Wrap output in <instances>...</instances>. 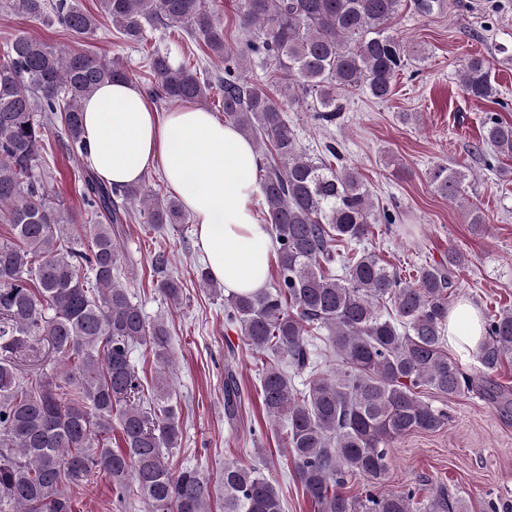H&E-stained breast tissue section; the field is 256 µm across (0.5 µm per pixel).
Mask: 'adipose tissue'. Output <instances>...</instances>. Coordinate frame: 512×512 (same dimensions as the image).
I'll return each instance as SVG.
<instances>
[{
  "mask_svg": "<svg viewBox=\"0 0 512 512\" xmlns=\"http://www.w3.org/2000/svg\"><path fill=\"white\" fill-rule=\"evenodd\" d=\"M88 164L109 184L141 182L161 163L167 186L196 224L207 269L230 293L266 288L277 244L254 202L259 157L248 138L215 114L185 103L158 113L132 82L101 85L83 103ZM449 346L477 349L482 332L477 309L449 308Z\"/></svg>",
  "mask_w": 512,
  "mask_h": 512,
  "instance_id": "adipose-tissue-1",
  "label": "adipose tissue"
}]
</instances>
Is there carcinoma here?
Wrapping results in <instances>:
<instances>
[{
	"label": "carcinoma",
	"mask_w": 512,
	"mask_h": 512,
	"mask_svg": "<svg viewBox=\"0 0 512 512\" xmlns=\"http://www.w3.org/2000/svg\"><path fill=\"white\" fill-rule=\"evenodd\" d=\"M38 21L52 10L62 26L91 39L107 20L127 43L145 45L161 23L183 31L224 62V77L201 79L169 52L147 55L157 83L152 98L203 105L220 95L224 120L249 138L268 163L260 177V208L277 243L271 287L224 297V321L276 362L260 379L267 416L286 424L284 448L314 512H468L466 501L439 488L426 499L416 490L384 489L392 445L414 431L434 432L447 415L422 399H453L479 389L506 408L512 390L493 376L512 362V309L482 321L478 373L463 371L445 350L451 271L465 256L448 249V264H426L407 281L371 251L341 258L342 244L364 240L373 224H393L398 212L376 209L359 174L335 169L339 145L316 157L302 150L285 105H310L331 125L344 97L361 91L376 100L391 94L406 67L403 40L390 22L403 0H239L243 38L225 40L224 18L208 0H98L99 13L79 0H13ZM275 64L272 91L240 72V59ZM128 69L80 50H58L22 32L0 50V512H73L69 490L102 472L116 497L139 498L148 512H208L211 489L199 470L174 471L166 454L182 429L170 393L157 383L151 406L132 360L134 346L170 363L168 326L148 321L119 281L118 235L138 207L160 230L184 224L181 201L146 185L109 186L88 166L79 180L83 224L51 198L40 161L45 138H59L67 154L86 159L82 102L107 82L127 81ZM464 93L499 95L489 61L467 58ZM493 148L487 166L512 158V123L489 117L481 142ZM430 183L442 197L463 198L466 174L437 164ZM472 233L484 231L481 208L466 206ZM154 259L156 288L178 306L180 280ZM324 330L338 367L318 373L310 331ZM308 372L303 389L294 373ZM235 375L224 377V414L237 418ZM122 446L112 448V430ZM354 478L367 488L352 495ZM224 512H284L279 490L257 468L224 464Z\"/></svg>",
	"instance_id": "cac0c4a2"
}]
</instances>
